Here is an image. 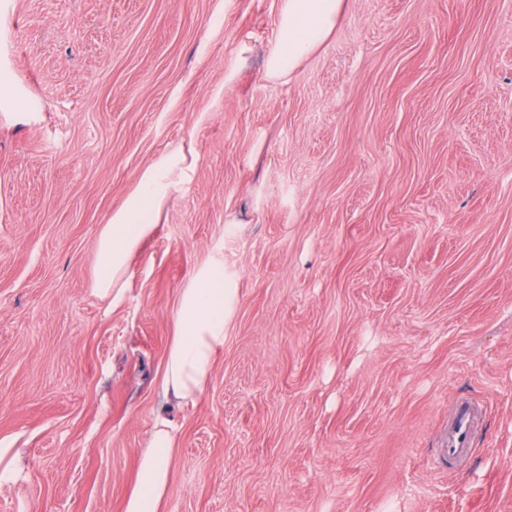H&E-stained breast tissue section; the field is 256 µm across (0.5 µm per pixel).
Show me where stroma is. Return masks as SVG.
<instances>
[{
	"mask_svg": "<svg viewBox=\"0 0 512 512\" xmlns=\"http://www.w3.org/2000/svg\"><path fill=\"white\" fill-rule=\"evenodd\" d=\"M281 7L0 0V512H123L161 414L164 512H512V0H344L274 80ZM179 149L106 308L99 235ZM215 258L237 293L188 407L172 316ZM480 421L481 410L478 406L458 402L448 416V426L441 432L438 460L450 464L467 459L472 454ZM18 451L16 448H5L0 445V487L16 483L20 477L17 466Z\"/></svg>",
	"mask_w": 512,
	"mask_h": 512,
	"instance_id": "stroma-1",
	"label": "stroma"
}]
</instances>
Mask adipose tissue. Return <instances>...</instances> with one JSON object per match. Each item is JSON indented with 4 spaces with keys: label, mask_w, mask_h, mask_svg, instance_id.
Here are the masks:
<instances>
[{
    "label": "adipose tissue",
    "mask_w": 512,
    "mask_h": 512,
    "mask_svg": "<svg viewBox=\"0 0 512 512\" xmlns=\"http://www.w3.org/2000/svg\"><path fill=\"white\" fill-rule=\"evenodd\" d=\"M342 5L343 0H283L275 44L266 59L268 77H285L289 68L320 46L335 29ZM188 168V158L181 152L145 168L135 190L105 225L97 243L95 291L110 305L122 302L130 260L155 230L150 214L159 212L178 191ZM235 295V289L225 283L224 264L219 260L201 267L190 284L181 289L162 378L165 397L185 406L196 404L212 375L216 355L224 346V327ZM175 445L174 424L168 418H158L140 456L124 512H161Z\"/></svg>",
    "instance_id": "ef3b65f1"
}]
</instances>
